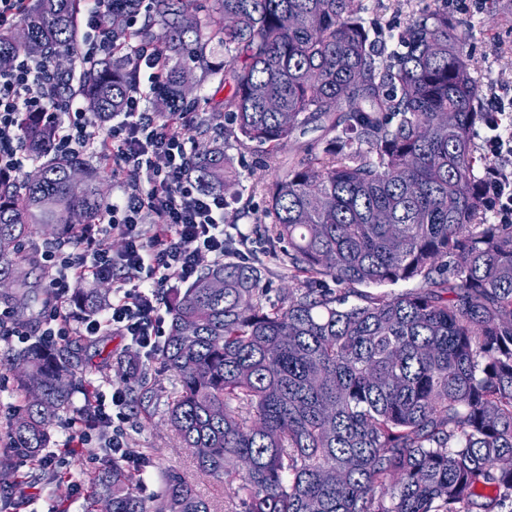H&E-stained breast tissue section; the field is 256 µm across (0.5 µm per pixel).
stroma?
<instances>
[{
	"label": "stroma",
	"mask_w": 512,
	"mask_h": 512,
	"mask_svg": "<svg viewBox=\"0 0 512 512\" xmlns=\"http://www.w3.org/2000/svg\"><path fill=\"white\" fill-rule=\"evenodd\" d=\"M364 18L376 32L384 52L396 47L394 36L409 23L413 13L425 8L444 7L448 22L466 35V53L482 98L512 89V0H487L484 8H474L471 0H364ZM225 151L233 159L238 184L225 195V221H237L249 230L248 220L239 218L243 206L262 209L264 188L276 173L262 168L257 160L259 148L243 149L227 140ZM52 239L43 231L25 237L10 258L21 281L12 283L10 300L0 299V311H9L13 319L37 333L48 311L50 292L41 253ZM70 355L78 374L92 382L94 390L113 383L126 389L128 404L135 410L125 426L130 448L144 456L148 465L135 470L144 497H152L160 489V476L166 469L182 472L209 499L215 512H225L224 485L200 475L190 449L181 447L166 421L165 410L180 389L176 373L164 369L160 355H145L130 339L104 329L96 336L73 335L67 338ZM17 337L0 336V372L6 379L0 383V439L10 433L24 412L25 394L12 373L10 361L22 349ZM83 394H75L74 407L59 412L49 429V450L58 452L56 465L50 469L32 466L30 461L10 455L0 446V459L9 458L8 467H0V512H57L67 506L69 512H86L89 480L107 461L100 437L85 440L76 455L62 453L70 419L81 406Z\"/></svg>",
	"instance_id": "obj_1"
}]
</instances>
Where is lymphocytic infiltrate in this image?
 <instances>
[{"label": "lymphocytic infiltrate", "instance_id": "f902f5d3", "mask_svg": "<svg viewBox=\"0 0 512 512\" xmlns=\"http://www.w3.org/2000/svg\"><path fill=\"white\" fill-rule=\"evenodd\" d=\"M87 23L92 31L83 57L92 63L113 50L107 27L104 0H87ZM143 93L129 97L120 118L107 132H100L98 119L80 101H71L63 120H56L48 98L42 65L29 57L19 58L9 70H0V177L9 179L22 160L16 149L22 136L21 114L42 112L56 127L55 148L60 153H86L104 144L112 154L116 173L133 175L148 168L153 172L148 189L137 190L112 202L95 223L81 224L73 232L83 248V256L60 248L42 254L44 271L51 290V317L43 330L47 336L79 333L95 336L103 327L129 337L148 355L160 346V289L193 281L200 259L224 260L228 237L224 222V196L199 191L187 174V159L193 144L186 135V115L177 112L166 119L146 111ZM494 117L489 124L493 134L486 141L489 164L484 188L488 207L501 223H512V136L499 135L505 113L501 96L488 101ZM163 166H156V157ZM126 240L123 253L112 254L108 240L112 235ZM125 273L110 302L72 324L69 309L72 294L80 283L110 277L113 269ZM126 392L116 387L110 400L96 398L94 416L82 422L65 440L66 447L82 443L91 430L111 427L112 438L106 448L108 460L135 468L143 460L129 448L123 426L127 421Z\"/></svg>", "mask_w": 512, "mask_h": 512}]
</instances>
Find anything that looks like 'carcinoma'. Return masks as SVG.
Returning <instances> with one entry per match:
<instances>
[{
    "label": "carcinoma",
    "mask_w": 512,
    "mask_h": 512,
    "mask_svg": "<svg viewBox=\"0 0 512 512\" xmlns=\"http://www.w3.org/2000/svg\"><path fill=\"white\" fill-rule=\"evenodd\" d=\"M86 8L24 0L28 38L0 30V69L18 55L50 67L66 55L79 68L55 70V101L78 96L107 120L139 88L135 50L159 43L162 117L222 116L225 134L262 148V164L279 172L267 189L271 222L255 216L224 262L174 295L161 349L181 382L168 421L185 447L209 449L197 465L224 481L227 512H494L512 500V224L488 222L487 159L471 130L489 116L477 111L480 88L448 10L414 15L384 59L363 0H109L120 49L92 68L79 40ZM191 68L228 95L185 97ZM313 123L320 145L284 162L281 145ZM23 140L37 166L0 181V283L22 238L44 227L60 235L71 213L88 224L107 206L103 167L51 151L34 113ZM189 174L204 192L237 185L214 140L193 150ZM380 210L391 223L375 222ZM268 261L298 286L272 294ZM411 279L422 287L364 291ZM11 366L41 393L12 429L36 464L51 418L88 382L65 346L35 342ZM90 484L93 503L108 499L112 512H213L172 469L152 500L115 463Z\"/></svg>",
    "instance_id": "cac0c4a2"
}]
</instances>
